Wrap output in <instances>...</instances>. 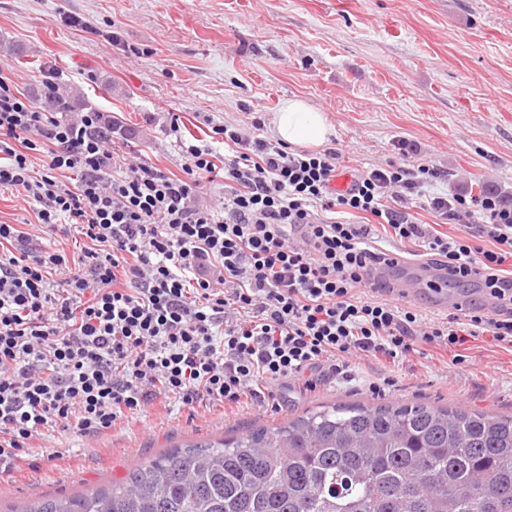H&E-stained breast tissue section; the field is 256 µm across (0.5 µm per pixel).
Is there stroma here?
<instances>
[{
  "instance_id": "stroma-1",
  "label": "stroma",
  "mask_w": 512,
  "mask_h": 512,
  "mask_svg": "<svg viewBox=\"0 0 512 512\" xmlns=\"http://www.w3.org/2000/svg\"><path fill=\"white\" fill-rule=\"evenodd\" d=\"M49 70L78 94V108L125 127L119 150L176 175L180 143L223 152L213 128L224 118L270 119L299 96L332 123L344 172L384 164L405 139L417 147L406 166L444 171L435 191L512 194V0H0V74L40 103ZM351 367L353 380L281 394L276 408L246 400L225 415L174 400L95 437L46 431L0 473V512L92 493L174 447L321 404L436 401L512 413V348L486 336L449 350L420 341L402 361ZM379 379L387 385L377 395L369 384Z\"/></svg>"
}]
</instances>
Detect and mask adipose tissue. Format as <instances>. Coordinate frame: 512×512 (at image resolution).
Segmentation results:
<instances>
[{"instance_id": "obj_1", "label": "adipose tissue", "mask_w": 512, "mask_h": 512, "mask_svg": "<svg viewBox=\"0 0 512 512\" xmlns=\"http://www.w3.org/2000/svg\"><path fill=\"white\" fill-rule=\"evenodd\" d=\"M274 132L285 144L318 151L329 143L333 128L323 112L314 109L306 100L294 97L280 105Z\"/></svg>"}]
</instances>
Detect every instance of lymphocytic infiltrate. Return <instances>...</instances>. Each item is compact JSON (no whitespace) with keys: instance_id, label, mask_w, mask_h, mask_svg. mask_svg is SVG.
Returning <instances> with one entry per match:
<instances>
[{"instance_id":"lymphocytic-infiltrate-1","label":"lymphocytic infiltrate","mask_w":512,"mask_h":512,"mask_svg":"<svg viewBox=\"0 0 512 512\" xmlns=\"http://www.w3.org/2000/svg\"><path fill=\"white\" fill-rule=\"evenodd\" d=\"M263 126H216L223 163L191 144L176 176L116 152L104 113L40 111L0 75V191L32 204L36 231L89 242L71 257L35 252L30 233L0 224L1 469L44 430L95 436L162 400L261 403L264 386L311 389L345 357L395 362L419 340L512 348V200L433 191L440 170L401 164L413 150L403 139L399 160L338 190V149L295 150ZM217 171L224 200L211 207L199 190ZM415 207L470 233H434ZM353 212L422 248L449 280L479 281L497 308L428 322L388 297L370 273L397 260L371 245L368 225L345 222Z\"/></svg>"}]
</instances>
